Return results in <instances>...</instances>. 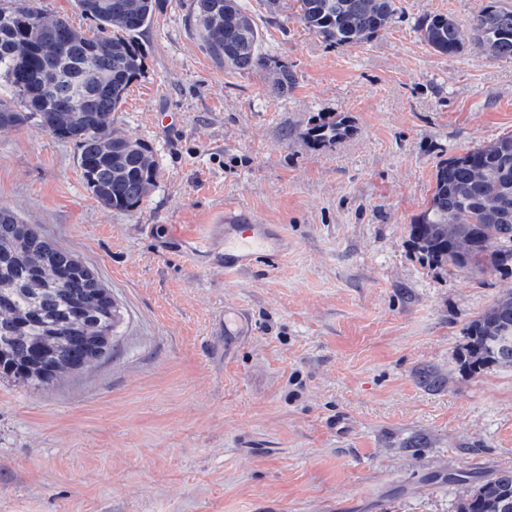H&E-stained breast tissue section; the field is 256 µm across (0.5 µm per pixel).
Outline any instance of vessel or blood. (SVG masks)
<instances>
[{
	"label": "vessel or blood",
	"mask_w": 512,
	"mask_h": 512,
	"mask_svg": "<svg viewBox=\"0 0 512 512\" xmlns=\"http://www.w3.org/2000/svg\"><path fill=\"white\" fill-rule=\"evenodd\" d=\"M198 246L205 252L222 251L224 268L243 270L252 267L259 259L278 254L281 239L267 224H249L243 227L228 224L224 227L223 236L206 234L199 238Z\"/></svg>",
	"instance_id": "b4317fda"
}]
</instances>
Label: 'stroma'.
Segmentation results:
<instances>
[{
    "label": "stroma",
    "instance_id": "stroma-1",
    "mask_svg": "<svg viewBox=\"0 0 512 512\" xmlns=\"http://www.w3.org/2000/svg\"><path fill=\"white\" fill-rule=\"evenodd\" d=\"M295 74L225 71L159 0L144 73L112 126L155 152L136 211L101 205L80 150L0 133V206L91 267L123 313L112 354L27 391L0 380V512H455L512 470V367L471 373L465 325L512 275L428 265L409 243L438 163L512 133V59L434 52L487 0H396L369 41L330 47L240 0ZM349 134L314 144L311 128ZM273 225L278 258L227 271L192 235ZM249 328L224 331V311ZM424 41L437 53L455 55L464 50L465 36L458 23L444 14H429L418 22ZM349 126L343 120L323 122L312 129L314 142L331 144L347 135Z\"/></svg>",
    "mask_w": 512,
    "mask_h": 512
}]
</instances>
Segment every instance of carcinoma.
<instances>
[{
	"label": "carcinoma",
	"instance_id": "obj_1",
	"mask_svg": "<svg viewBox=\"0 0 512 512\" xmlns=\"http://www.w3.org/2000/svg\"><path fill=\"white\" fill-rule=\"evenodd\" d=\"M93 22L82 31L49 15L37 0L0 6V132L34 124L81 149L88 189L104 206L135 210L156 186L159 165L148 144L112 128V112L143 69L128 36L151 22L157 0H74ZM294 20L330 46H354L391 24L395 0H296ZM188 22L226 71L258 69L284 96L295 75L261 51V36L239 0H190ZM437 53L464 50L458 23L444 14L418 22ZM471 41L492 58L512 59V8L490 0L473 17ZM344 121L312 129L331 144ZM413 246L432 263L471 272H512V134L442 160L430 205L410 225ZM121 322L112 291L85 263L54 245L34 224L0 206V379L44 390L66 373L107 357ZM473 371L512 366V291L464 328ZM456 512H512V471L473 486Z\"/></svg>",
	"mask_w": 512,
	"mask_h": 512
}]
</instances>
